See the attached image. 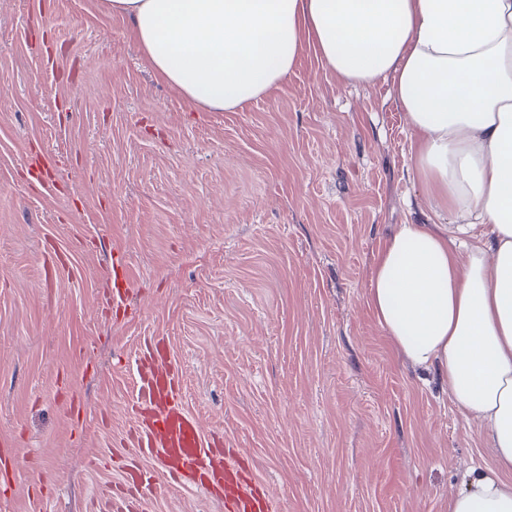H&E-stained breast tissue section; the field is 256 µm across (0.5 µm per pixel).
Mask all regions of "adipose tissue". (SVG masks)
<instances>
[{
    "label": "adipose tissue",
    "mask_w": 512,
    "mask_h": 512,
    "mask_svg": "<svg viewBox=\"0 0 512 512\" xmlns=\"http://www.w3.org/2000/svg\"><path fill=\"white\" fill-rule=\"evenodd\" d=\"M127 18L159 80L192 108L237 112L305 51L345 83L392 80L413 130L414 175L450 215L400 224L377 256L369 306L396 353L436 369L489 424L493 466L448 512H512V0H102ZM484 233L466 250L457 234Z\"/></svg>",
    "instance_id": "ef3b65f1"
}]
</instances>
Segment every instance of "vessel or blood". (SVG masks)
Segmentation results:
<instances>
[{"label":"vessel or blood","instance_id":"obj_1","mask_svg":"<svg viewBox=\"0 0 512 512\" xmlns=\"http://www.w3.org/2000/svg\"><path fill=\"white\" fill-rule=\"evenodd\" d=\"M179 371L163 352L141 363L137 398L147 411L140 422L138 451L159 462L178 484L209 474L221 495L224 512H275L272 500L258 491L245 465L226 461L211 447L195 419L175 402Z\"/></svg>","mask_w":512,"mask_h":512}]
</instances>
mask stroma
<instances>
[{"mask_svg": "<svg viewBox=\"0 0 512 512\" xmlns=\"http://www.w3.org/2000/svg\"><path fill=\"white\" fill-rule=\"evenodd\" d=\"M391 88L308 52L244 110L197 112L99 0H0V512H110L158 345L279 512H448L494 452L368 304L395 226L433 215ZM140 471L145 512H224Z\"/></svg>", "mask_w": 512, "mask_h": 512, "instance_id": "1", "label": "stroma"}]
</instances>
